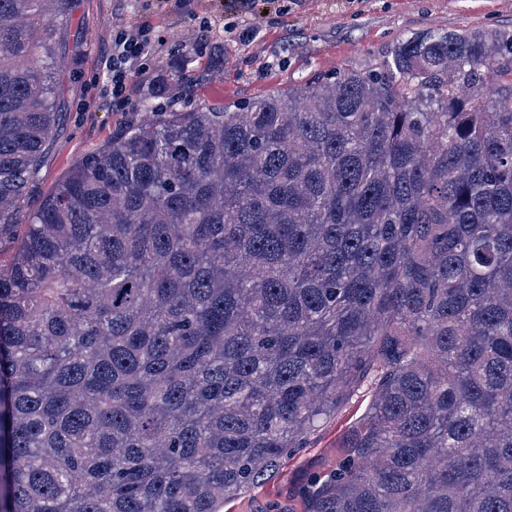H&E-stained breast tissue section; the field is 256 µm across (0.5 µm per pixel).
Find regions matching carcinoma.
<instances>
[{
  "mask_svg": "<svg viewBox=\"0 0 512 512\" xmlns=\"http://www.w3.org/2000/svg\"><path fill=\"white\" fill-rule=\"evenodd\" d=\"M71 0H0V512H512V33L154 113L26 190ZM369 398H354L345 405L336 418L319 433L312 448L302 449L266 483L253 488L224 504V512H266L270 503L275 502L283 511L293 504V495L300 481L310 471L328 468L336 461L340 448H336L343 433L365 411Z\"/></svg>",
  "mask_w": 512,
  "mask_h": 512,
  "instance_id": "cac0c4a2",
  "label": "carcinoma"
}]
</instances>
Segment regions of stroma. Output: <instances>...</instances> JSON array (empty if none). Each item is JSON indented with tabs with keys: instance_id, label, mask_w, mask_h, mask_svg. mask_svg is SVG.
I'll return each mask as SVG.
<instances>
[{
	"instance_id": "1",
	"label": "stroma",
	"mask_w": 512,
	"mask_h": 512,
	"mask_svg": "<svg viewBox=\"0 0 512 512\" xmlns=\"http://www.w3.org/2000/svg\"><path fill=\"white\" fill-rule=\"evenodd\" d=\"M512 31V0H74L58 36L62 124L24 200L35 210L68 170L148 112L233 106L274 88L299 85L345 67L380 66L402 40L429 28ZM148 30L151 46L131 67L126 103L113 101L104 62L112 35ZM353 399L261 486L224 512L288 506L305 475L335 461L343 433L365 411Z\"/></svg>"
}]
</instances>
